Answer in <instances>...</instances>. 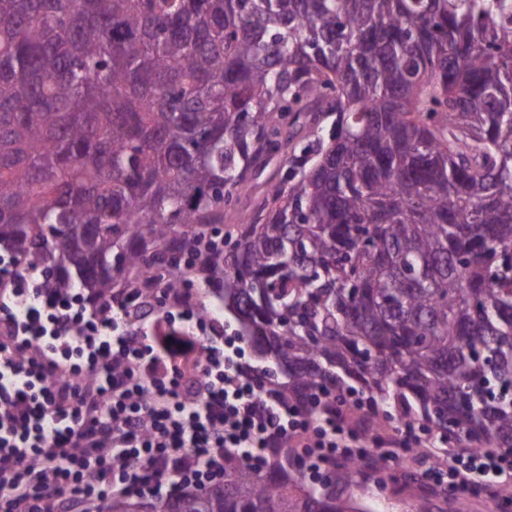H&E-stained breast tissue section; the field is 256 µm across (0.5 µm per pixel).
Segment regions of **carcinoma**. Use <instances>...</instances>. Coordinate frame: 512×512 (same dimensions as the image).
Returning <instances> with one entry per match:
<instances>
[{"instance_id":"obj_1","label":"carcinoma","mask_w":512,"mask_h":512,"mask_svg":"<svg viewBox=\"0 0 512 512\" xmlns=\"http://www.w3.org/2000/svg\"><path fill=\"white\" fill-rule=\"evenodd\" d=\"M0 248L90 300L217 281L285 403L512 451V0H0ZM298 457L152 512H370L382 459Z\"/></svg>"}]
</instances>
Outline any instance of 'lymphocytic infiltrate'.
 <instances>
[{"label":"lymphocytic infiltrate","instance_id":"f902f5d3","mask_svg":"<svg viewBox=\"0 0 512 512\" xmlns=\"http://www.w3.org/2000/svg\"><path fill=\"white\" fill-rule=\"evenodd\" d=\"M351 398L324 415L287 404L239 336L193 307L131 314L52 288L0 255V512H93L113 494L154 499L224 477V453L303 466L368 446L422 448L415 429L366 438ZM425 479L471 496L512 485V452H453Z\"/></svg>","mask_w":512,"mask_h":512}]
</instances>
